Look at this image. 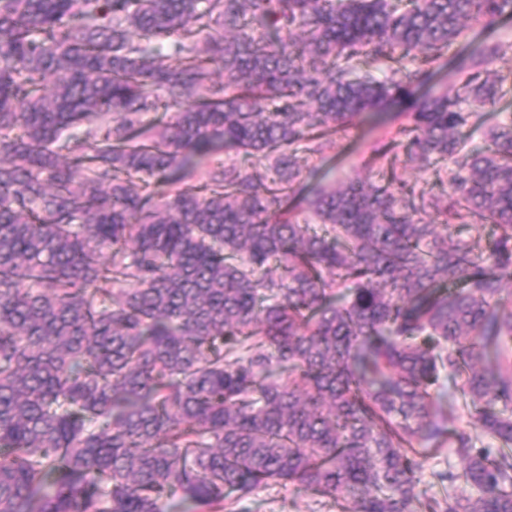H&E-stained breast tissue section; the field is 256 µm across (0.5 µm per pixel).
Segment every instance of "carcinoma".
<instances>
[{"label": "carcinoma", "instance_id": "obj_1", "mask_svg": "<svg viewBox=\"0 0 512 512\" xmlns=\"http://www.w3.org/2000/svg\"><path fill=\"white\" fill-rule=\"evenodd\" d=\"M512 0H0V512H512V117L499 40L296 190ZM439 165L416 191L389 160ZM238 161L224 162L221 152ZM457 224H488L472 244ZM465 426L437 421L441 381ZM461 462L423 499L416 455ZM512 38V17L503 18L492 30L481 31L480 28L467 33L464 39L453 44L446 57L434 65V77L427 85L414 88L413 94L400 99L384 114L385 121L380 124L373 123L369 116L362 115L355 119L351 126L336 136L335 153L327 158L313 157L309 159L308 166L318 171V177L324 175L326 183H333L346 177H369L370 170L366 163L370 160L374 150L383 142V135L387 132L395 133L402 122L397 114L412 112L413 103L422 97L428 90L435 92L446 91L452 88L459 79L451 65L452 59L470 47L480 46L483 43L506 40ZM510 83L504 88V95L498 101L495 108L492 110H485L477 112L472 118L474 128L473 136L470 142V147H481L484 142L482 140V133L484 128L490 124L497 123L504 115L512 113V92H509ZM226 503L224 512H336L331 503L288 486L262 489L240 500L232 495Z\"/></svg>", "mask_w": 512, "mask_h": 512}]
</instances>
